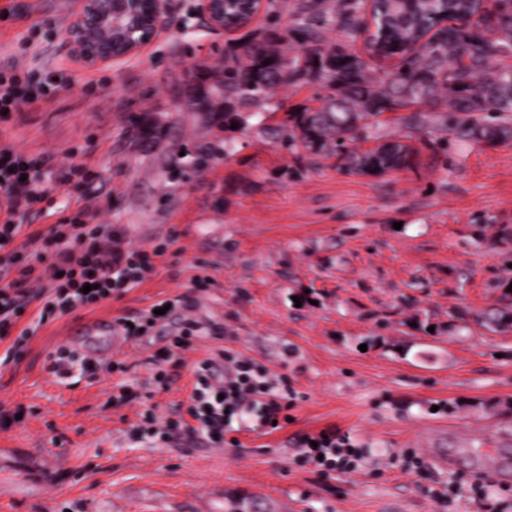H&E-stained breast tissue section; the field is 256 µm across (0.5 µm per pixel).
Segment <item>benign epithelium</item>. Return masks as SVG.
Returning <instances> with one entry per match:
<instances>
[{"label": "benign epithelium", "mask_w": 512, "mask_h": 512, "mask_svg": "<svg viewBox=\"0 0 512 512\" xmlns=\"http://www.w3.org/2000/svg\"><path fill=\"white\" fill-rule=\"evenodd\" d=\"M176 0H78L62 31L67 56L76 66L98 69L140 56L168 29ZM266 0H197L207 27L230 32L248 26Z\"/></svg>", "instance_id": "1"}]
</instances>
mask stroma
Listing matches in <instances>:
<instances>
[{
  "label": "stroma",
  "instance_id": "35a3bbf8",
  "mask_svg": "<svg viewBox=\"0 0 512 512\" xmlns=\"http://www.w3.org/2000/svg\"><path fill=\"white\" fill-rule=\"evenodd\" d=\"M196 0L137 58L72 65L59 31L75 0H0V71L54 76L41 101L0 124V143L46 158V199L27 222L48 233L94 200L96 223L130 247L166 245L138 287L41 327L19 358L0 342V512H474L453 484L486 485L512 503V141L423 150L412 169L379 177L310 163L282 148L278 117L232 126L190 106L189 80L247 40L284 33L293 4L266 6L246 28L208 29ZM91 178L64 181L68 165ZM182 297L140 340L74 345L68 324L132 316ZM202 330L181 359H162L186 318ZM66 350L73 375L50 372ZM104 351L111 374L85 367ZM295 398L280 427L213 447L130 431L144 411L190 422L195 362L217 350ZM141 394L118 403L123 386ZM333 427L359 453L345 469L299 456L305 435ZM458 457L432 459L430 435Z\"/></svg>",
  "mask_w": 512,
  "mask_h": 512
}]
</instances>
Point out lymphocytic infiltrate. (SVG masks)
I'll return each mask as SVG.
<instances>
[{"label": "lymphocytic infiltrate", "mask_w": 512, "mask_h": 512, "mask_svg": "<svg viewBox=\"0 0 512 512\" xmlns=\"http://www.w3.org/2000/svg\"><path fill=\"white\" fill-rule=\"evenodd\" d=\"M46 87L21 68L0 71V113L14 114L39 100ZM45 160L0 145V341L15 355L54 316L110 299L140 284L155 257L165 248L130 249L121 229L67 218L48 234L26 231L25 217L46 196L41 172ZM36 315L27 326L19 321L28 308ZM198 422L191 436L212 443L224 441L233 417L258 413L263 427H272L284 406L265 382L250 373L248 362L223 354L198 361L191 391ZM311 462L333 469L346 467L355 451L348 440L326 428L305 445Z\"/></svg>", "instance_id": "lymphocytic-infiltrate-1"}]
</instances>
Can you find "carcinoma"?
I'll return each instance as SVG.
<instances>
[{"label": "carcinoma", "instance_id": "cac0c4a2", "mask_svg": "<svg viewBox=\"0 0 512 512\" xmlns=\"http://www.w3.org/2000/svg\"><path fill=\"white\" fill-rule=\"evenodd\" d=\"M374 21L384 57L411 47L383 80L371 76L367 60L350 39L362 31L365 0H302L298 26L290 35L296 54L284 58L277 46L253 40L224 58L215 85L224 115L274 113L272 91L282 83L318 82L329 90L326 107L285 113L283 143L294 154L333 158L360 175L407 170L418 145L433 143L432 130L477 142L512 139V0L486 6L479 25L486 35L471 38L443 25L478 8L475 0H376ZM333 21L344 35L327 41L323 26ZM391 114L407 134L360 152L355 142L376 139L379 117Z\"/></svg>", "mask_w": 512, "mask_h": 512}]
</instances>
